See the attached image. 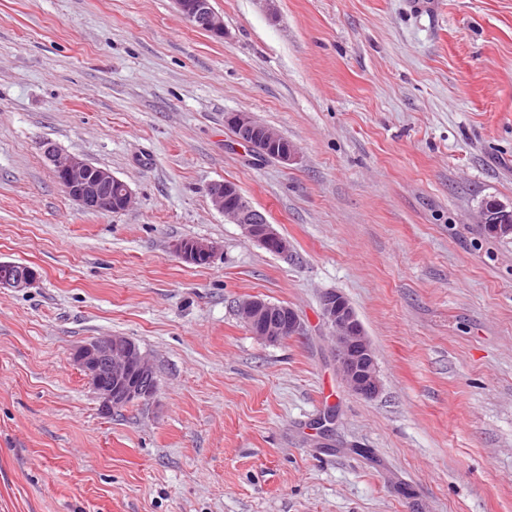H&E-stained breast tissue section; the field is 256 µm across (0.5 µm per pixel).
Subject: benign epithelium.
<instances>
[{"label":"benign epithelium","instance_id":"benign-epithelium-1","mask_svg":"<svg viewBox=\"0 0 512 512\" xmlns=\"http://www.w3.org/2000/svg\"><path fill=\"white\" fill-rule=\"evenodd\" d=\"M178 12L196 29L216 38L224 37V20L211 0H173ZM237 140L261 157L289 163L295 148L283 146V137L273 128L258 122L249 112H233L227 117ZM54 171L66 195L82 209L100 213L125 210L131 202L128 186L106 168L95 166L74 155H52ZM211 203L228 221L239 225L245 234L262 247L286 257L291 253L287 238L280 235L263 212L256 209L230 181L214 182L208 188ZM499 213L497 233L512 235V211L493 202L482 208L483 222ZM175 252L188 263L211 259L215 246L201 239L175 244ZM37 272L13 262H0V290H22L32 286ZM236 312L251 333L269 344H276L302 329L296 312L285 305L256 296L240 299ZM322 315L335 335L336 366L346 386L365 398L375 397L381 388L376 356L364 326L353 306L338 292L322 297ZM76 364L91 384L103 411L128 407L151 398L156 392L152 363L127 336L95 337L74 352Z\"/></svg>","mask_w":512,"mask_h":512}]
</instances>
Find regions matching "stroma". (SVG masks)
Masks as SVG:
<instances>
[{"instance_id":"1","label":"stroma","mask_w":512,"mask_h":512,"mask_svg":"<svg viewBox=\"0 0 512 512\" xmlns=\"http://www.w3.org/2000/svg\"><path fill=\"white\" fill-rule=\"evenodd\" d=\"M0 0V512H512V0ZM249 112L296 149L255 156ZM129 208H80L50 151ZM238 185L292 246L213 209ZM204 239L208 264L174 246ZM354 307L381 389L351 392L321 308ZM294 309L259 340L237 301ZM132 338L157 391L105 414L73 361ZM332 415L328 433L317 424ZM178 12L196 29L216 38L224 36V20L211 0H173ZM52 158L61 187L82 209L113 213L130 204L131 191L110 170L74 155L54 154ZM500 211L499 218L497 220V233L499 236L502 237H508L512 235V211L505 210L499 203L492 202L490 205L484 206L482 208V214H483V224H484V231L493 238H500L496 234L492 232V230L489 227V224H486L488 222V218L491 214L494 212ZM511 219V221H510ZM511 222V224H510ZM0 290H22L29 288L37 280V272L27 266L13 262H0Z\"/></svg>"}]
</instances>
